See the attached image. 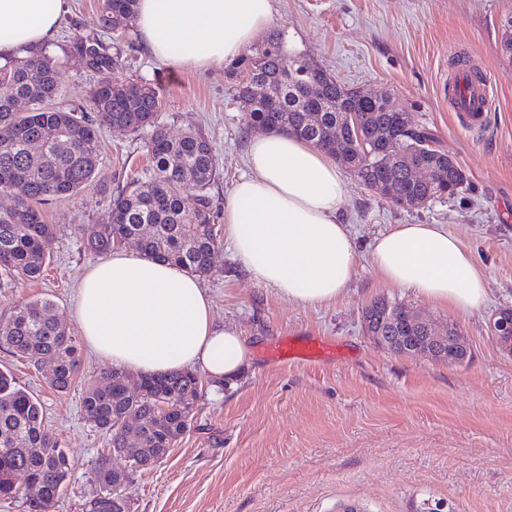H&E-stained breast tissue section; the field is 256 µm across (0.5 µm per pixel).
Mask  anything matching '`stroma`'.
<instances>
[{
  "label": "stroma",
  "mask_w": 512,
  "mask_h": 512,
  "mask_svg": "<svg viewBox=\"0 0 512 512\" xmlns=\"http://www.w3.org/2000/svg\"><path fill=\"white\" fill-rule=\"evenodd\" d=\"M271 33L312 57L345 86L392 96L413 124L462 167L453 196L407 211L350 181L343 216L358 252L357 273L337 301L301 306L257 283L223 241L224 203L247 173L246 126L233 100L228 65L174 70L156 61L136 26L102 33L98 0H68L69 12L45 52L55 61L60 107L84 104L99 76L74 49L75 36H102L122 56L116 81L145 78L159 92V120L171 134L192 129L210 143V187L220 241L202 284L217 322L235 325L252 349L249 367L214 389L202 379L189 430L157 466L130 475L125 512H423L447 502L454 512H512V353L491 337L489 321L512 308V58L501 49L512 0H272ZM491 80L483 125L462 128L448 106L455 61ZM102 154L78 193L47 203L55 227L52 256L38 281L0 284V320L18 305L53 299L72 336L78 282L98 255L87 239L108 223L112 195L149 168L144 134L99 126ZM395 224H439L474 253L489 286L482 312L462 315L384 280L369 245ZM378 297L402 303L468 340V362L451 366L378 346L363 311ZM332 338L347 358L320 365L273 364L264 348L294 334ZM69 390L52 389L38 367L0 348V369L36 396L72 469L54 512H89L100 494L96 462L109 437L82 406L84 383L103 370L80 345Z\"/></svg>",
  "instance_id": "obj_1"
}]
</instances>
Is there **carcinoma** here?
Instances as JSON below:
<instances>
[{"mask_svg": "<svg viewBox=\"0 0 512 512\" xmlns=\"http://www.w3.org/2000/svg\"><path fill=\"white\" fill-rule=\"evenodd\" d=\"M137 3L101 0L102 31L125 25ZM75 49L84 65L100 74L86 108L53 107L62 91L56 64L45 53L0 64V192L14 197L13 207L0 211V273L17 280L41 277L55 229L40 206L77 193L94 177L101 144L93 111L112 126L147 132L151 166L113 195L111 222L90 238L89 249L104 254L122 244L190 274L209 275L217 249L210 143L191 131L170 136L159 121L162 99L145 79L113 82L112 72L123 60L101 38L79 36ZM231 76L246 125L288 132L340 155L360 184L397 207L418 209L465 181L459 164L436 148L426 128L406 129L409 117L391 98L362 100L310 57L288 51L279 35L238 59ZM309 83L321 84V97L304 95ZM349 110L359 112L357 130L340 125ZM421 164L431 171L427 181L413 176ZM187 184L197 190L192 198L182 193ZM56 308L50 298L18 306L0 321V348L37 365L50 360L48 383L64 391L74 382L79 348ZM198 398L199 377L189 371L144 376L136 392L128 390L126 372L114 368L86 384L84 411L110 436L108 453L96 463L101 495L91 512H114L112 491L129 483L119 461L148 469L167 456L189 428ZM70 468L69 456L44 423L39 400L0 370V498L18 495L12 477L22 472L36 490L28 512H44L61 497Z\"/></svg>", "mask_w": 512, "mask_h": 512, "instance_id": "obj_1", "label": "carcinoma"}]
</instances>
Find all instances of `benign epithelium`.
<instances>
[{
  "mask_svg": "<svg viewBox=\"0 0 512 512\" xmlns=\"http://www.w3.org/2000/svg\"><path fill=\"white\" fill-rule=\"evenodd\" d=\"M365 326L376 344L393 346L405 355L428 354L450 365H462L470 355L458 337L420 325L410 313L391 325L386 314L372 308L366 312ZM489 327L499 346L506 350L512 348V314L499 310L489 322Z\"/></svg>",
  "mask_w": 512,
  "mask_h": 512,
  "instance_id": "obj_1",
  "label": "benign epithelium"
}]
</instances>
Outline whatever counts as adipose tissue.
<instances>
[{
	"instance_id": "adipose-tissue-1",
	"label": "adipose tissue",
	"mask_w": 512,
	"mask_h": 512,
	"mask_svg": "<svg viewBox=\"0 0 512 512\" xmlns=\"http://www.w3.org/2000/svg\"><path fill=\"white\" fill-rule=\"evenodd\" d=\"M65 0H0V63L53 39ZM272 22L271 0H138L136 26L169 66L206 69L239 58ZM249 174L224 204V237L258 282L288 302L336 301L357 271L340 211L347 184L335 159L285 132L253 137ZM390 284L458 313L482 309L486 277L472 251L437 224H397L370 245ZM76 319L105 364L156 376L200 369L213 386L250 361L240 332L219 324L200 280L170 262L113 252L79 282Z\"/></svg>"
}]
</instances>
